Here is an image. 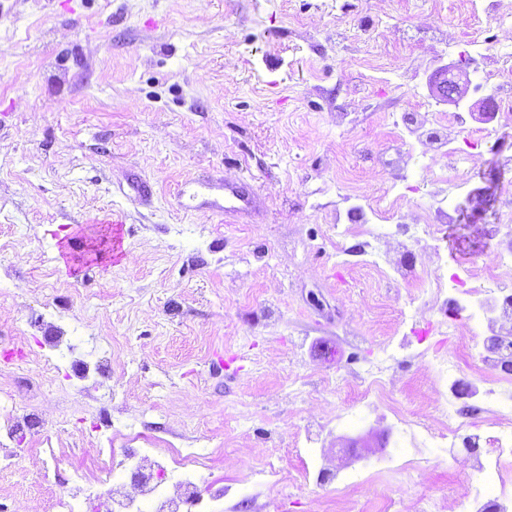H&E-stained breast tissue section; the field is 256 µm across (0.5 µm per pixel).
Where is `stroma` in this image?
Wrapping results in <instances>:
<instances>
[{
  "mask_svg": "<svg viewBox=\"0 0 512 512\" xmlns=\"http://www.w3.org/2000/svg\"><path fill=\"white\" fill-rule=\"evenodd\" d=\"M454 0H0V393L47 432L12 441L0 512H53L46 448L90 469L99 449L197 440L204 480H223V512H378L385 489L459 497L478 474L440 463L413 485L364 477L346 494L304 484V432L339 476L389 454L372 419L340 429L354 384L376 369L419 419L436 414L421 359L448 332L410 303L438 256L491 264L485 227L512 211V126L461 142L471 198L432 248L392 251L411 270L362 264L337 238L348 204L404 195L398 224L429 214L452 170L429 146L402 144L393 117L430 99L428 73L449 34L481 23L512 47V25L459 14ZM251 196L225 216L224 186ZM73 350L54 391L43 383L49 324ZM104 374L70 386L94 354ZM281 482L246 480L264 461Z\"/></svg>",
  "mask_w": 512,
  "mask_h": 512,
  "instance_id": "35a3bbf8",
  "label": "stroma"
}]
</instances>
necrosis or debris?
<instances>
[{"label": "necrosis or debris", "mask_w": 512, "mask_h": 512, "mask_svg": "<svg viewBox=\"0 0 512 512\" xmlns=\"http://www.w3.org/2000/svg\"><path fill=\"white\" fill-rule=\"evenodd\" d=\"M467 45L481 58L483 79L498 112L512 121V49L496 43L483 31L468 34ZM419 115L405 122L410 138L429 143L435 153L448 161L455 177L446 194L440 195L432 217L412 229L413 243L425 246L435 237L436 227L456 220V199L468 192L466 158L455 146L460 135L487 140L492 132L474 125V113H452L447 123L432 124L429 105L419 107ZM356 223L351 230L363 238V247L372 265L388 261L383 248L386 233L376 221L380 207L356 206ZM504 246L493 264L475 273L460 269L453 276L435 270L421 293L423 304L443 309L455 305L470 313L472 323L482 329L477 341L480 368L465 394L467 408H460L456 352L433 353L430 362L435 373L433 387L440 398L439 415L427 425L410 419L389 398V379L382 373L365 378L359 392L360 412L388 420L402 430L403 449L371 466L381 474L401 467L410 481L419 480L435 457L453 455L457 439H464L476 450L464 458L465 466L480 476L476 485L465 487L459 500L423 496L407 502L389 499L388 512H454L465 504L467 512H512V372L503 368L512 358V212L500 215L493 225ZM96 470L73 469L65 491L54 499V512H181L183 506L195 512H213L224 497L222 481L201 483L200 476L211 457L201 448H130L117 452L101 449Z\"/></svg>", "instance_id": "obj_1"}]
</instances>
